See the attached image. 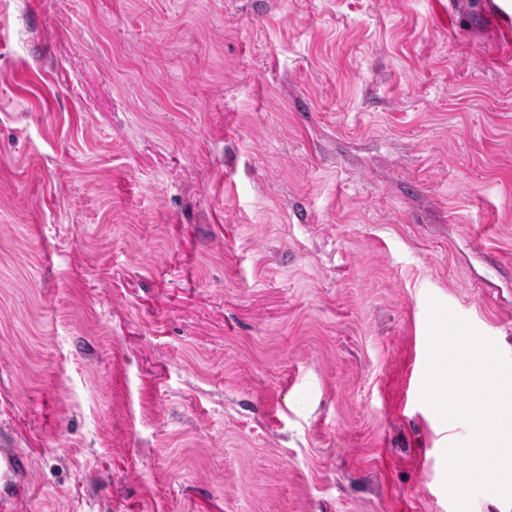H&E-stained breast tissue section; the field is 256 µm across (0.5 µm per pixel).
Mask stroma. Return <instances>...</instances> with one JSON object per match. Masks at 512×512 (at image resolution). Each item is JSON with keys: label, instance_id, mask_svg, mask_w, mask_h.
Returning a JSON list of instances; mask_svg holds the SVG:
<instances>
[{"label": "stroma", "instance_id": "1", "mask_svg": "<svg viewBox=\"0 0 512 512\" xmlns=\"http://www.w3.org/2000/svg\"><path fill=\"white\" fill-rule=\"evenodd\" d=\"M504 0H0L12 512H454L429 303L512 361Z\"/></svg>", "mask_w": 512, "mask_h": 512}]
</instances>
